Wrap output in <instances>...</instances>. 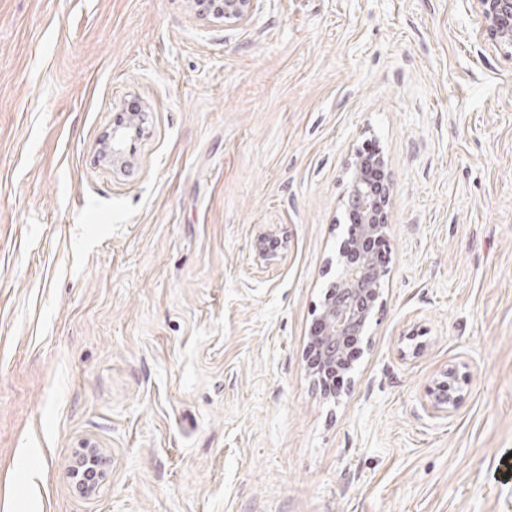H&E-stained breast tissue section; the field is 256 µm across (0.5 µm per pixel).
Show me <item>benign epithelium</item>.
<instances>
[{"label": "benign epithelium", "mask_w": 512, "mask_h": 512, "mask_svg": "<svg viewBox=\"0 0 512 512\" xmlns=\"http://www.w3.org/2000/svg\"><path fill=\"white\" fill-rule=\"evenodd\" d=\"M483 27L495 43L512 49V0H475ZM251 0H224V19L243 21L250 14ZM131 122L112 128L105 140V150L115 167L130 163L126 146L131 137ZM383 160L368 159L356 152L351 162V178L347 193V208L357 213L358 224L343 242L336 258V274L329 284L322 309L308 340L313 351L314 365L323 374L336 368L347 345L368 336L373 321L374 304L381 294L384 270L379 265L373 245L386 242L388 213L384 203L390 186L376 188L367 175L369 166H379ZM268 235L257 238L258 261L275 263L279 254L265 246ZM460 400L458 392L448 390L435 397L433 408L450 412Z\"/></svg>", "instance_id": "7a95c632"}]
</instances>
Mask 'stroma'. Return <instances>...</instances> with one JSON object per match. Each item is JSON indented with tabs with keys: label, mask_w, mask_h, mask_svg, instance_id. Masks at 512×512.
I'll use <instances>...</instances> for the list:
<instances>
[{
	"label": "stroma",
	"mask_w": 512,
	"mask_h": 512,
	"mask_svg": "<svg viewBox=\"0 0 512 512\" xmlns=\"http://www.w3.org/2000/svg\"><path fill=\"white\" fill-rule=\"evenodd\" d=\"M366 145L386 274L334 401L305 349ZM0 512H512V52L474 0H0ZM139 113H131L128 121L125 124H118L112 128V131L107 135L105 140V150L112 160L113 167H124L130 163L127 155L126 146L130 139L132 126V117Z\"/></svg>",
	"instance_id": "stroma-1"
}]
</instances>
